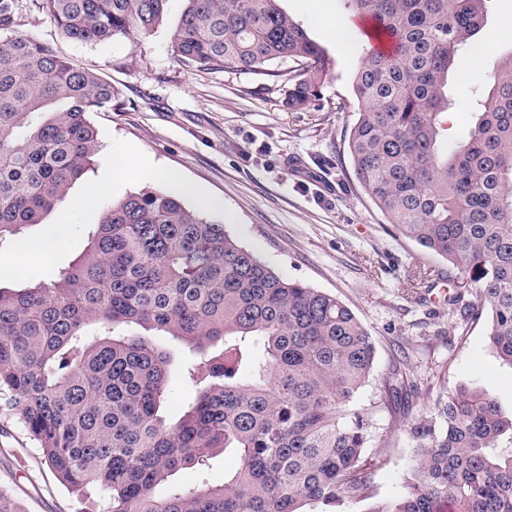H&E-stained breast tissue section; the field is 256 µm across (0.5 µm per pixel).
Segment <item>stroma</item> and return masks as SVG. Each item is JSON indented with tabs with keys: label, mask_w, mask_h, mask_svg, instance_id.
Returning <instances> with one entry per match:
<instances>
[{
	"label": "stroma",
	"mask_w": 512,
	"mask_h": 512,
	"mask_svg": "<svg viewBox=\"0 0 512 512\" xmlns=\"http://www.w3.org/2000/svg\"><path fill=\"white\" fill-rule=\"evenodd\" d=\"M185 6V0H170L162 22L149 34L94 45L64 37L38 0H15L18 31L97 72L119 90L120 100L89 113L100 145L95 163L45 218L44 224H66L64 237L20 273L11 267L19 242L39 244L44 225L26 227L0 243V287L16 290L50 280L85 252L87 225L94 217L78 201L89 186L98 189L99 209L143 189L136 177L119 188L109 182L113 148L119 144L167 172L153 189L194 209L197 201L181 186L200 187L220 202L205 210V217L223 222L231 236L280 275L335 295L352 310L373 337L377 354L351 409L377 402L385 373L402 359L410 374L433 380L441 390L466 384L497 396L503 414L511 415L512 366L490 346L485 320L449 317L441 283L427 290L419 286L424 271H447L448 262L397 235L353 175L348 152L355 120L352 79L367 38L342 0H280L332 60L319 99L301 111L283 106L279 74L204 70L177 61L171 36ZM332 24L341 37L329 33ZM477 39L492 45V53L462 54L448 78L446 93L453 104L446 126L452 144L467 138L500 56L512 52V0H489ZM159 342L173 352L164 413L174 420L195 388L186 376L182 346L167 336ZM434 399L431 393L397 399L404 413L395 427L386 409H378L370 443L384 451L385 464L374 475L378 497L403 493L402 474L413 448L407 426ZM0 489L17 499L22 512H106L102 495L80 499L69 493L42 461L17 414L3 409Z\"/></svg>",
	"instance_id": "35a3bbf8"
}]
</instances>
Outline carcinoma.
Here are the masks:
<instances>
[{
	"mask_svg": "<svg viewBox=\"0 0 512 512\" xmlns=\"http://www.w3.org/2000/svg\"><path fill=\"white\" fill-rule=\"evenodd\" d=\"M65 37L100 44L148 34L168 0H40ZM171 48L206 70L265 74L280 60L283 106L302 110L327 75L324 49L278 0H186ZM388 51L368 50L353 82V174L387 223L448 261V315L487 316L512 366V53L467 139L443 141L444 88L474 48L485 0H345ZM0 0V241L69 193L99 149L88 113L119 91L15 30ZM89 246L52 283L0 290V406L19 415L76 497L107 512H512V418L477 388L441 392L408 425L405 492L377 500L381 452L365 456L370 409L348 405L375 362L372 337L336 296L288 279L178 199L144 188L100 210ZM169 336L196 357L182 417L160 415ZM401 362L387 397L419 393ZM233 452L220 486L154 491L177 472ZM319 510H305L307 505Z\"/></svg>",
	"mask_w": 512,
	"mask_h": 512,
	"instance_id": "cac0c4a2",
	"label": "carcinoma"
}]
</instances>
